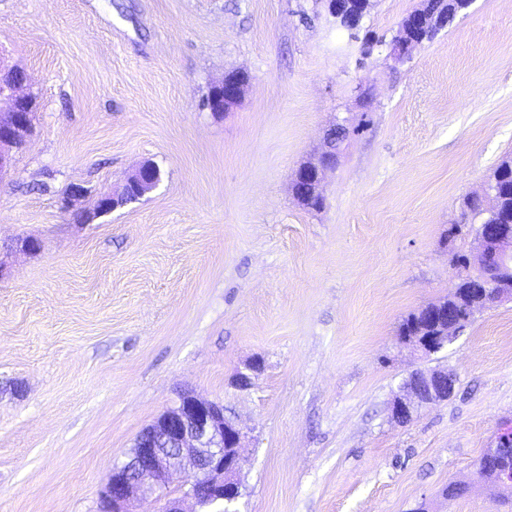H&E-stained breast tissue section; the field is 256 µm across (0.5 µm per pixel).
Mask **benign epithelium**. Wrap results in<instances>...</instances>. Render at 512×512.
<instances>
[{
  "label": "benign epithelium",
  "instance_id": "7a95c632",
  "mask_svg": "<svg viewBox=\"0 0 512 512\" xmlns=\"http://www.w3.org/2000/svg\"><path fill=\"white\" fill-rule=\"evenodd\" d=\"M351 2L326 0L329 14L342 26L347 22V4ZM409 16V26L398 28L389 43L390 57L397 63L407 60L409 46L442 29V18L426 9V0H421ZM13 70L0 55V176L11 167L16 152L26 145L35 112L34 99L24 91L27 75L14 82L6 81ZM245 85L241 80L233 84L224 79L219 81L211 87L206 107L213 112L226 110L241 98ZM355 130L352 117L336 116L317 161L302 165L295 173L293 196L310 189L322 194L325 171L336 167L342 143ZM159 181V171L153 164L141 165L127 177L121 193L100 194L104 206L93 215L106 214L119 205L138 200ZM475 239L478 246L469 252V257L481 275L482 287L466 291L463 312L456 317L448 316V324L436 326L435 334L420 342L409 337L403 339L426 356L453 343L476 312L512 301V226L480 224ZM457 382L456 374L445 368L412 371L403 393L391 403V420L401 425L410 422L419 409L454 396ZM504 443L506 440L502 439L496 447L486 449L478 474L499 488L512 491V469L499 461ZM240 448V431L225 417L224 405L185 392L174 406L141 431L131 452L112 466L102 491V508L104 512H136L134 504L138 499L153 497L160 503V512H186L182 501L191 498L196 506L194 512H238ZM180 475L187 478L189 488L183 496L172 497L168 494L169 485Z\"/></svg>",
  "mask_w": 512,
  "mask_h": 512
}]
</instances>
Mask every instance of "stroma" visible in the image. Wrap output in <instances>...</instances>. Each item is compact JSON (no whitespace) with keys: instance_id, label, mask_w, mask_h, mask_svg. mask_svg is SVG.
Segmentation results:
<instances>
[{"instance_id":"stroma-1","label":"stroma","mask_w":512,"mask_h":512,"mask_svg":"<svg viewBox=\"0 0 512 512\" xmlns=\"http://www.w3.org/2000/svg\"><path fill=\"white\" fill-rule=\"evenodd\" d=\"M418 5L371 0L367 54L322 0H0V53L37 101L0 176V512H100L185 390L242 434L239 512H512L478 475L512 428V302L428 357L397 335L452 289L475 235L449 230L512 154V0H472L396 63ZM232 70L245 92L215 114ZM346 112L363 126L307 209L294 174ZM147 160L153 191L75 221ZM420 368L456 394L396 424ZM246 82L239 80L234 84H227L224 77L211 87L205 100L206 107L212 112H224L241 98Z\"/></svg>"}]
</instances>
